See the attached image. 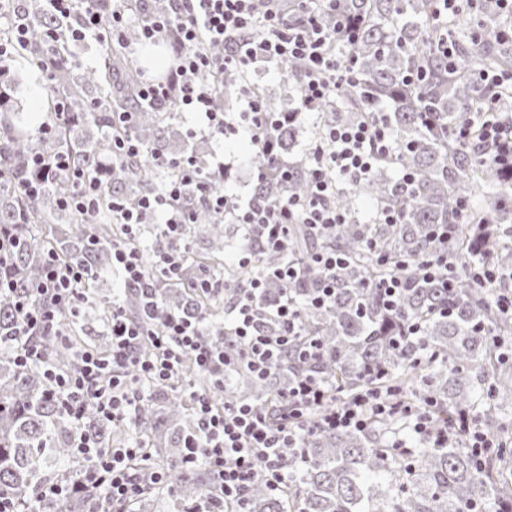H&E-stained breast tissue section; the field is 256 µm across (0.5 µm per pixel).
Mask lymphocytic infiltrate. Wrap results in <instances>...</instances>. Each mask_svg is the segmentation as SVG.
<instances>
[{"label":"lymphocytic infiltrate","instance_id":"1","mask_svg":"<svg viewBox=\"0 0 512 512\" xmlns=\"http://www.w3.org/2000/svg\"><path fill=\"white\" fill-rule=\"evenodd\" d=\"M48 2L58 16L79 15V27L71 32L73 40L91 38L110 47L129 48L124 6H116L106 17L93 0ZM297 2L301 21L296 25L287 23L276 0H169L167 13L144 15L139 42L162 41L173 45L175 62L166 78H140L142 101L159 107L177 100L182 111L197 114L210 132L225 138L245 132L259 150L272 152L271 133L276 121L264 110L254 86L246 82L253 68L266 63L281 65L291 59L305 62L300 90V109L304 112L319 111L327 100L355 83L350 67L337 59L332 44L340 33L354 37L357 23L348 20L342 23L340 32L330 31L319 9L335 5L336 0ZM210 44L224 45L223 55L207 52ZM205 71H230L241 79L244 108L239 115L217 107L212 90L197 82V75ZM503 109L499 99H492L484 112L480 132H472L470 125L463 124L455 131L457 139L466 142L471 136H479L490 148V160L496 162L512 157V135H505L500 120ZM392 149V131L382 117L331 126L323 139L311 142L307 149V195L287 194L271 207L254 201L243 204L212 190L209 174L197 166L193 156L169 158L148 154L150 164L176 169L178 176L162 192L144 197L139 208L119 210V222L126 235L133 238L139 235L147 216L162 217L169 237L178 246L148 254L114 245L113 269L125 281L141 286L145 298L141 320H130L121 303L113 302L110 355L102 357L84 351L77 356L74 373L62 375L50 369L45 372L46 399L59 405L73 420H81L91 407L103 421L127 430L122 444L107 449L83 432L73 436L75 451L91 464L88 480L101 488L104 503H129L142 492L140 480L128 468L129 460L146 446L136 424L142 383L160 384L171 379L181 371L188 357L202 372L219 362L226 373L246 371L263 378L275 361L287 355L299 335L302 307L284 300L267 313L256 306L255 298L265 286L260 276L230 304L222 345L211 344L201 323L188 316L175 314L157 326H150L158 295L145 280L144 269L150 264L164 272L181 271L187 252L181 243L183 227L193 221L192 212L183 205L188 190H195L218 218L246 225L263 247L278 248L286 243L291 225L308 224L325 232L348 223V215L331 204V197L342 183L367 176ZM19 244L14 234L0 227V293L16 292L15 312L20 323L11 340V353L16 365L26 368L44 360L37 335L53 329L61 311H74L86 303V271L50 255L43 263L40 280L28 292H17V283L8 268L10 255ZM268 316L277 321L278 332L263 329L262 323ZM188 397L198 421V432L187 443V462L206 466L212 472L214 494L223 499L224 512H246L245 492L255 482H264L273 491L287 486L289 475L281 467L280 458L296 447L300 434L307 431L304 414L309 409L320 411L314 425L331 431H361L371 421L383 417L408 418L418 433L427 431L429 425L428 403L411 405L372 389L341 404H329L326 391L310 374L294 378L288 390L279 393L282 412L275 418L245 401L218 407L206 394L192 390Z\"/></svg>","mask_w":512,"mask_h":512}]
</instances>
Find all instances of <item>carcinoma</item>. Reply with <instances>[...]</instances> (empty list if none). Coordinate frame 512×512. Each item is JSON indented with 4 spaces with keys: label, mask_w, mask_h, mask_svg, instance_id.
<instances>
[{
    "label": "carcinoma",
    "mask_w": 512,
    "mask_h": 512,
    "mask_svg": "<svg viewBox=\"0 0 512 512\" xmlns=\"http://www.w3.org/2000/svg\"><path fill=\"white\" fill-rule=\"evenodd\" d=\"M500 0H476L448 16L437 17V0H342L343 14L359 22L358 39L336 35L333 49L351 65L355 86L336 94L319 117L318 130L353 124L371 117L383 104L394 138V156L380 162L368 177L373 196L382 207L397 210L398 224H360L357 191L341 189L332 198L336 208L352 220L322 234L303 224L289 229L284 249L259 246L247 234L244 246L255 263L224 273V247L229 230L193 196L183 201L195 211L194 223L183 238L201 237L200 250L187 254L182 273L168 275L145 267L160 298L156 322L172 313L190 314L210 325L208 339L224 341V310L229 300L257 275L266 278L257 298L263 310L284 298L307 301L328 277L335 280L334 299L322 307L304 309L303 338L320 341L318 361L299 359V346L288 350L285 364L269 380L248 375L229 376L219 384L221 371H197L186 361L183 371L163 386H155L139 407V420L149 441L139 458L140 471L164 472L167 488L145 492L133 503L134 512H224V501L207 497L211 473L185 463V442L198 424L184 393L191 385L208 390L213 402L247 399L267 411L277 406V391L288 378L313 373L333 388L338 399L353 397L369 387L391 391L408 401L433 402L429 431L414 433L401 420L373 421L363 431L314 430L302 438L300 452L284 460L291 481L288 491L274 493L252 485L246 495L248 512H512V435L505 434L512 410V360L497 358L496 350L512 344V316L500 311L498 297L512 283L497 287L476 283L470 267L488 261L501 273H512V172L478 160L476 144L461 143L454 127L474 117L484 103L512 91L508 85L485 86L479 74L512 77V38L505 32ZM34 24L24 53L32 66L50 77L44 122L50 131L30 132L15 111L19 85L14 60H0V226L21 241L11 274L21 283L36 279L43 254L53 251L65 264L91 273L87 286L91 305L112 315V298L100 293L97 282L112 270V245L124 241L121 225L113 223L112 203L136 205L173 176L142 157L112 162V110L134 103L135 72L118 56L98 67L76 71L77 42L67 37L78 16L63 18L39 0H9L4 4ZM43 30L59 39L44 44ZM454 41L448 55V39ZM198 80L214 90L216 103L233 109L238 77L224 73V81L204 72ZM165 111L141 112L132 135L148 150L170 157L182 154L180 135L166 120ZM300 114L275 132L274 151L258 152L252 165L267 172L256 182L254 197L276 204L284 193L304 194L309 185V161H288V184L273 172L277 162L292 154ZM65 154L71 169L100 186L98 207L82 214L62 206L74 188L64 174H53L44 191L31 197L22 185L35 176V155ZM411 175L395 179L389 166ZM463 200L483 201L471 207L465 224L458 222ZM443 224L452 236L440 241ZM144 249L167 250L175 243L159 224L142 227ZM319 249L334 250L344 261L334 271L305 264L294 280L284 281L274 271L289 260H300ZM459 257L456 286L424 281L418 263L436 252ZM388 263L381 265L376 254ZM206 270L214 287L201 295L189 282ZM392 273L408 281L406 295L388 310L376 288ZM141 289L124 286L121 302L127 315L140 318ZM16 296L0 295V339L7 341L19 329ZM421 325L412 334L408 327ZM44 350L65 367L73 349L56 341L55 331L40 335ZM47 388L38 368L23 371L0 354V495H7L21 512H96L97 493L87 482L90 463L74 453L75 432L56 404L46 400ZM469 419L498 447L482 454L469 447L462 421ZM80 428L96 436L104 448L112 446L124 428L102 421L87 408ZM46 480L67 481L75 492L62 499H36Z\"/></svg>",
    "instance_id": "carcinoma-1"
}]
</instances>
